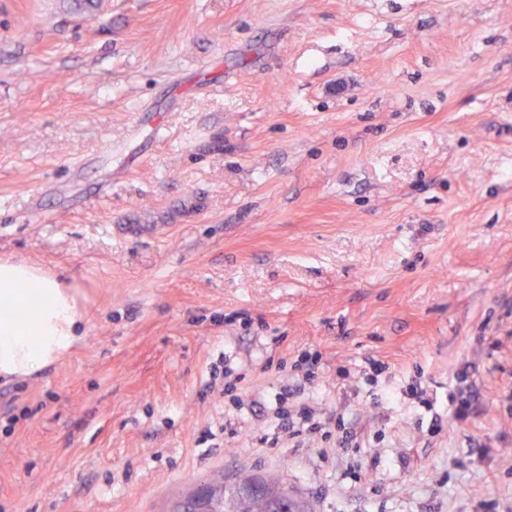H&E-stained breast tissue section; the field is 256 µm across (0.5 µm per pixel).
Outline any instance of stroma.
Masks as SVG:
<instances>
[{"instance_id":"1","label":"stroma","mask_w":512,"mask_h":512,"mask_svg":"<svg viewBox=\"0 0 512 512\" xmlns=\"http://www.w3.org/2000/svg\"><path fill=\"white\" fill-rule=\"evenodd\" d=\"M2 260L84 327L0 381V512H169L215 473L314 512L511 505L512 0H0ZM314 351L376 448L274 442L224 394L229 363L271 404ZM367 356L440 411L472 362L480 415L373 407L336 379ZM411 396H413V399L415 400L413 403H418L419 407L425 408L429 412H432L430 431L436 434L441 433L444 430L443 414L436 411L435 404L433 400L429 398L427 390L422 388L421 385L419 388L412 387Z\"/></svg>"}]
</instances>
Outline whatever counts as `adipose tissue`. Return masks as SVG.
<instances>
[{"label": "adipose tissue", "instance_id": "obj_1", "mask_svg": "<svg viewBox=\"0 0 512 512\" xmlns=\"http://www.w3.org/2000/svg\"><path fill=\"white\" fill-rule=\"evenodd\" d=\"M25 292H17V283ZM82 333L61 284L24 264H0V378L28 377L56 362Z\"/></svg>", "mask_w": 512, "mask_h": 512}]
</instances>
